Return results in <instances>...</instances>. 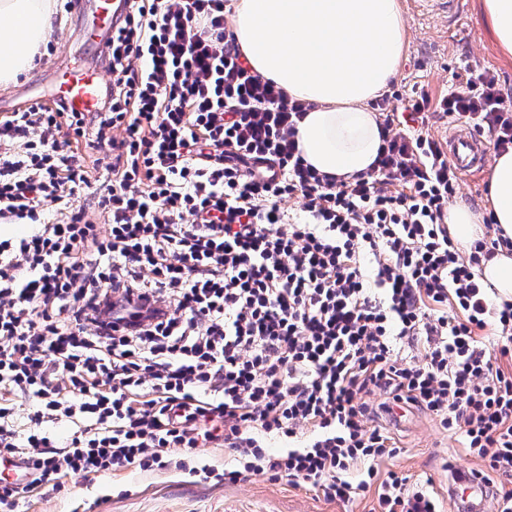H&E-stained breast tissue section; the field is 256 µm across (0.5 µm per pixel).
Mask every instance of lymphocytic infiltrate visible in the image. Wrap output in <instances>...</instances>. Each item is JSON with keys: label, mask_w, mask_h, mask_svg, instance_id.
Listing matches in <instances>:
<instances>
[{"label": "lymphocytic infiltrate", "mask_w": 512, "mask_h": 512, "mask_svg": "<svg viewBox=\"0 0 512 512\" xmlns=\"http://www.w3.org/2000/svg\"><path fill=\"white\" fill-rule=\"evenodd\" d=\"M225 8L126 0L95 111L0 113V222L30 226L0 238V458L24 474L0 512L209 443L238 462L228 484L263 474L344 504L373 487L378 512H441L428 484L379 477L396 446L369 423L378 390L454 431L512 512V302L479 273L512 240L462 254L444 222L456 167L397 126L437 113L504 152L512 102L488 70L436 99L382 96L375 165L339 182L300 155L308 104L244 65Z\"/></svg>", "instance_id": "1"}]
</instances>
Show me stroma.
<instances>
[{"mask_svg": "<svg viewBox=\"0 0 512 512\" xmlns=\"http://www.w3.org/2000/svg\"><path fill=\"white\" fill-rule=\"evenodd\" d=\"M398 2L407 34L392 89L408 95L422 90L436 98L464 82L468 74L485 69L498 76L504 96L512 99V58L503 56L487 36L478 0H464L463 12L453 16L412 10L409 0ZM56 4L47 35L51 49L43 50L41 61L16 84L0 89V102L12 108L23 106L28 94H49L52 73L59 65L83 66L94 61L99 68L107 66L87 51L84 23L67 0H56ZM385 400L382 393L372 395L373 420L388 426L398 452L379 462L380 474L396 471L414 482L430 480L442 512H453L448 498L449 466L478 470L481 461L466 456L455 435L418 407L407 410L403 425L389 424L378 408ZM375 506L370 491L342 504L262 475L227 485L203 481L175 468H152L105 474L91 481L68 478L63 489L46 487L33 496L27 512H373Z\"/></svg>", "mask_w": 512, "mask_h": 512, "instance_id": "35a3bbf8", "label": "stroma"}]
</instances>
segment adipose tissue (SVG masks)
I'll use <instances>...</instances> for the list:
<instances>
[{
	"label": "adipose tissue",
	"instance_id": "1",
	"mask_svg": "<svg viewBox=\"0 0 512 512\" xmlns=\"http://www.w3.org/2000/svg\"><path fill=\"white\" fill-rule=\"evenodd\" d=\"M55 0H0V88L29 69ZM232 32L246 63L288 97L310 103L298 125L305 160L351 180L368 171L380 145L371 103L390 87L406 47L398 0H234ZM494 43L512 56V0H482ZM512 238V149L493 155L487 213L449 206L454 241L472 250L484 218Z\"/></svg>",
	"mask_w": 512,
	"mask_h": 512
}]
</instances>
